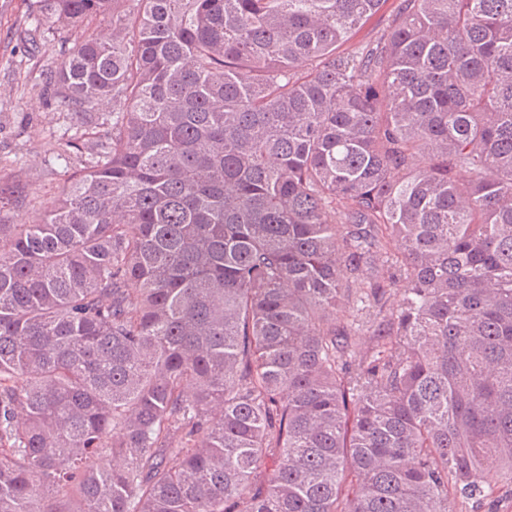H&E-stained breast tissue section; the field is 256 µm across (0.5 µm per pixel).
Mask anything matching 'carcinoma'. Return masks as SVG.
<instances>
[{
	"mask_svg": "<svg viewBox=\"0 0 512 512\" xmlns=\"http://www.w3.org/2000/svg\"><path fill=\"white\" fill-rule=\"evenodd\" d=\"M118 2L34 17L76 34L59 109L112 119L53 202L0 183V512L512 481V0H401L346 51L387 0ZM400 0H389L387 9L375 15L356 34L352 42L345 44L341 49H348L351 45L362 44L376 39L382 29L386 26L389 16L395 11Z\"/></svg>",
	"mask_w": 512,
	"mask_h": 512,
	"instance_id": "cac0c4a2",
	"label": "carcinoma"
}]
</instances>
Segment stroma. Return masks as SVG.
Here are the masks:
<instances>
[{"mask_svg":"<svg viewBox=\"0 0 512 512\" xmlns=\"http://www.w3.org/2000/svg\"><path fill=\"white\" fill-rule=\"evenodd\" d=\"M36 9L37 0H0V178L21 180L48 201L75 170L63 157L77 122L60 114L46 76L75 35L35 31Z\"/></svg>","mask_w":512,"mask_h":512,"instance_id":"stroma-1","label":"stroma"}]
</instances>
